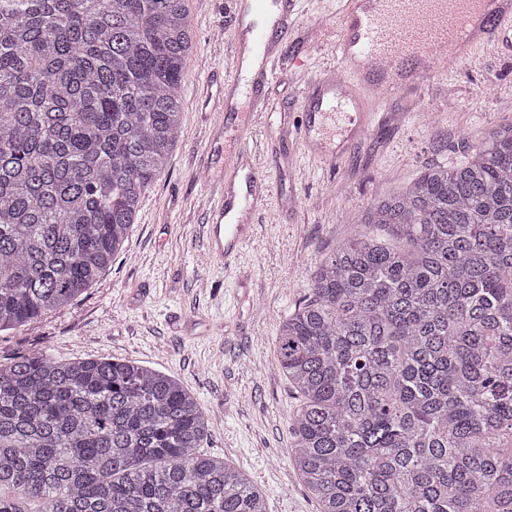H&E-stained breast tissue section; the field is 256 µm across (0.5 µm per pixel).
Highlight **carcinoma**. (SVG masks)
Wrapping results in <instances>:
<instances>
[{
	"instance_id": "1",
	"label": "carcinoma",
	"mask_w": 512,
	"mask_h": 512,
	"mask_svg": "<svg viewBox=\"0 0 512 512\" xmlns=\"http://www.w3.org/2000/svg\"><path fill=\"white\" fill-rule=\"evenodd\" d=\"M188 0H0V331L93 286L178 146ZM319 512H512V121L375 198L279 324ZM174 378L0 362V512H267Z\"/></svg>"
}]
</instances>
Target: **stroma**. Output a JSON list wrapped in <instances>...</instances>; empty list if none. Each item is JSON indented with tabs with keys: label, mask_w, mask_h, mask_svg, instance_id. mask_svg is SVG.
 I'll return each instance as SVG.
<instances>
[{
	"label": "stroma",
	"mask_w": 512,
	"mask_h": 512,
	"mask_svg": "<svg viewBox=\"0 0 512 512\" xmlns=\"http://www.w3.org/2000/svg\"><path fill=\"white\" fill-rule=\"evenodd\" d=\"M231 0H190L197 48L183 81L181 139L148 189L122 251L92 288L22 330L0 332V360L45 351L68 361L110 357L177 379L209 420L207 455L243 472L268 512H317L294 465L290 424L298 402L276 363V332L308 292L322 253L346 239L366 205L428 165L461 164L486 131L512 120V43L482 47L418 90L387 97L362 139L329 165L294 128L305 85L330 61L340 0H304L284 42L308 66L280 64L254 135L272 194L254 218L236 267L208 261L211 183L224 164L215 78H232Z\"/></svg>",
	"instance_id": "1"
}]
</instances>
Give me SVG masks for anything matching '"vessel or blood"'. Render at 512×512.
Segmentation results:
<instances>
[{
	"instance_id": "vessel-or-blood-1",
	"label": "vessel or blood",
	"mask_w": 512,
	"mask_h": 512,
	"mask_svg": "<svg viewBox=\"0 0 512 512\" xmlns=\"http://www.w3.org/2000/svg\"><path fill=\"white\" fill-rule=\"evenodd\" d=\"M301 0H233L232 82L220 87L217 107L237 112L224 170L212 185L208 217L212 263L236 264L250 223L271 192L257 169L252 142L265 88L285 56L287 32ZM336 65L321 68L306 86V121L299 134L317 159L335 164L347 145L374 122L383 93H400L470 60L481 46L512 32V0H343Z\"/></svg>"
}]
</instances>
